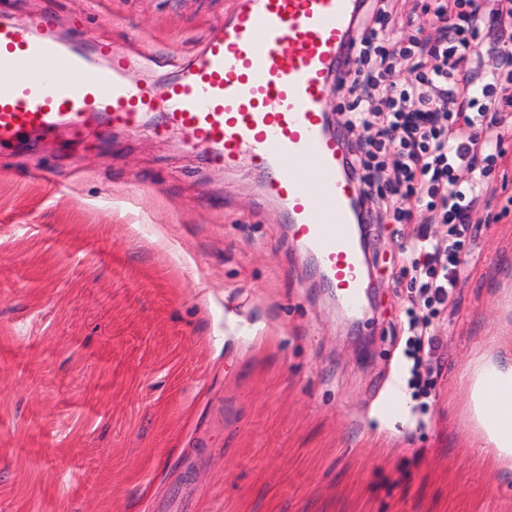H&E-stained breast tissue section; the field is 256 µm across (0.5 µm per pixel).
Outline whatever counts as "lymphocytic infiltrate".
<instances>
[{
  "label": "lymphocytic infiltrate",
  "instance_id": "1",
  "mask_svg": "<svg viewBox=\"0 0 512 512\" xmlns=\"http://www.w3.org/2000/svg\"><path fill=\"white\" fill-rule=\"evenodd\" d=\"M395 2L363 0L356 60L339 88L349 112L350 173L363 186L367 223L389 214L424 227L402 268L425 308L407 311V356L417 362L439 345L432 324L462 272L480 175L507 154L512 65L501 63L495 45L512 22V0H493L489 9L479 0H433L440 35L420 41L403 33L386 47L380 38ZM400 55L414 60L403 84L390 80ZM429 224L447 225V245L430 238Z\"/></svg>",
  "mask_w": 512,
  "mask_h": 512
}]
</instances>
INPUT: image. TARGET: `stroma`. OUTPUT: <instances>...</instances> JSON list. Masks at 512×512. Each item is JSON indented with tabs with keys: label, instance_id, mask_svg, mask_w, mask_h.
I'll return each instance as SVG.
<instances>
[{
	"label": "stroma",
	"instance_id": "stroma-1",
	"mask_svg": "<svg viewBox=\"0 0 512 512\" xmlns=\"http://www.w3.org/2000/svg\"><path fill=\"white\" fill-rule=\"evenodd\" d=\"M229 0H0L85 49L187 60ZM148 114L0 148V512H512L462 373L512 334V165L471 206L473 256L408 385L402 250L370 227L362 313L339 308L264 202Z\"/></svg>",
	"mask_w": 512,
	"mask_h": 512
}]
</instances>
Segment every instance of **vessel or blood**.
<instances>
[{"mask_svg": "<svg viewBox=\"0 0 512 512\" xmlns=\"http://www.w3.org/2000/svg\"><path fill=\"white\" fill-rule=\"evenodd\" d=\"M361 0H232L186 69L163 88L132 80L133 58L111 44L88 51L60 38L52 15L0 24V147L68 128L167 124L224 168L250 155L270 171L265 196L286 204L291 232L342 303L365 290L362 190L343 136L325 132L323 103L352 61Z\"/></svg>", "mask_w": 512, "mask_h": 512, "instance_id": "1", "label": "vessel or blood"}]
</instances>
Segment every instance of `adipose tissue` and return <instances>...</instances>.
<instances>
[{"mask_svg":"<svg viewBox=\"0 0 512 512\" xmlns=\"http://www.w3.org/2000/svg\"><path fill=\"white\" fill-rule=\"evenodd\" d=\"M488 344L486 358L464 375L468 407L488 459L512 470V336Z\"/></svg>","mask_w":512,"mask_h":512,"instance_id":"adipose-tissue-1","label":"adipose tissue"}]
</instances>
